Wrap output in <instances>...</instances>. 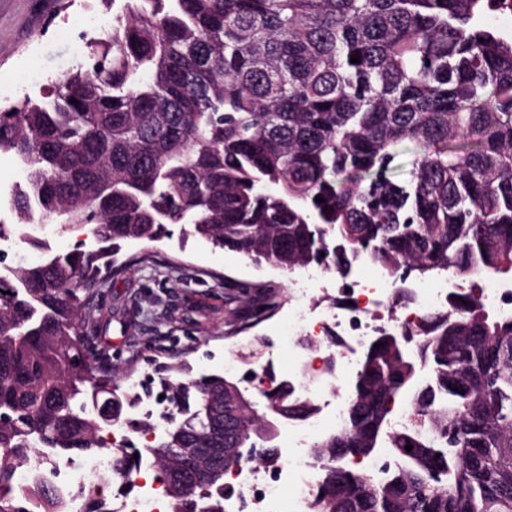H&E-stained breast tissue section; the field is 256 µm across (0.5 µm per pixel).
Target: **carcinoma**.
Returning <instances> with one entry per match:
<instances>
[{"label": "carcinoma", "mask_w": 512, "mask_h": 512, "mask_svg": "<svg viewBox=\"0 0 512 512\" xmlns=\"http://www.w3.org/2000/svg\"><path fill=\"white\" fill-rule=\"evenodd\" d=\"M501 6L122 0L85 64L0 108V154L22 172L0 207L19 224H96L103 243L0 270V512L34 499L66 512L52 487L15 484L46 448L111 457L106 476L129 490L149 467L169 512H225L224 473L258 443L260 462L278 459L254 405L224 404L223 376L181 363L158 376L171 424L135 423L153 445L135 459L106 437L137 395L85 330L92 300L124 270L120 243L157 241L170 224L289 274L319 262L345 277L360 261L395 279L408 264L397 303L454 279L415 353L385 342L362 355L347 426L313 445L308 512H512V320L480 288L512 285V38L485 23ZM406 142L416 155L400 180ZM108 395L122 409L106 422L94 403ZM263 397L316 412L286 381ZM382 448L393 469L350 466Z\"/></svg>", "instance_id": "cac0c4a2"}]
</instances>
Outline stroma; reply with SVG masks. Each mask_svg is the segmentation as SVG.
<instances>
[{
  "instance_id": "1",
  "label": "stroma",
  "mask_w": 512,
  "mask_h": 512,
  "mask_svg": "<svg viewBox=\"0 0 512 512\" xmlns=\"http://www.w3.org/2000/svg\"><path fill=\"white\" fill-rule=\"evenodd\" d=\"M101 0H0V103L18 100L17 86L36 97L84 59L77 34L89 16L101 15ZM33 85H25L29 76ZM124 274L102 289L94 316L101 348L138 382L172 356L194 373H220L225 356L257 351L258 365L287 379L293 364L264 338L285 313L287 274L264 263L214 247L184 233L181 225L156 242L125 243L116 256Z\"/></svg>"
}]
</instances>
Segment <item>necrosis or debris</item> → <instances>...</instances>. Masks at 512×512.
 <instances>
[{"label": "necrosis or debris", "instance_id": "1", "mask_svg": "<svg viewBox=\"0 0 512 512\" xmlns=\"http://www.w3.org/2000/svg\"><path fill=\"white\" fill-rule=\"evenodd\" d=\"M322 273L317 266L297 271L288 317L267 343L273 349L292 350L299 364L310 368L329 335H336L338 348L330 354L336 363L329 376L332 398L322 400L320 390L311 385L297 386L302 398L316 404V413L307 420L284 424L285 442L277 464L249 462L225 474L224 486L232 493L227 512H307L321 470L312 446L323 434L344 426L350 384L361 352L376 336L411 330L424 314L448 307L447 278L417 288L413 299L397 305L393 302L394 283L379 274L369 280L343 279L336 304L318 311L307 297ZM107 468L103 459L76 467L46 451L33 467L23 470L22 478L28 483L38 478L53 485L64 496L67 512H87L88 496L98 493L101 474Z\"/></svg>", "mask_w": 512, "mask_h": 512}]
</instances>
